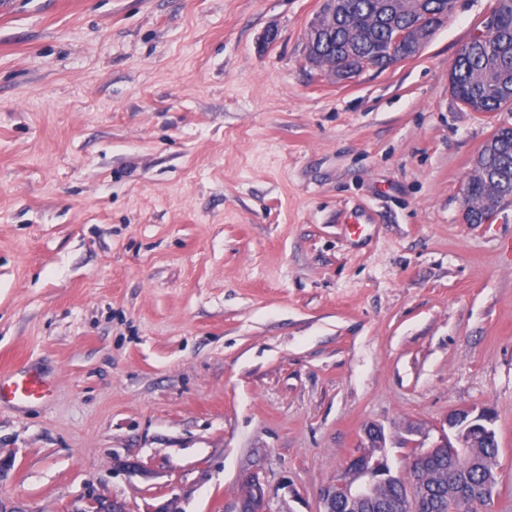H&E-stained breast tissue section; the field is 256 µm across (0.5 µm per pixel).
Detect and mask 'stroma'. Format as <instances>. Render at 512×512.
Listing matches in <instances>:
<instances>
[{
	"instance_id": "obj_1",
	"label": "stroma",
	"mask_w": 512,
	"mask_h": 512,
	"mask_svg": "<svg viewBox=\"0 0 512 512\" xmlns=\"http://www.w3.org/2000/svg\"><path fill=\"white\" fill-rule=\"evenodd\" d=\"M495 7L334 82L321 0H0V373L52 382L0 404V499L317 512L365 424L396 469L489 407L512 512V203H463L512 112L448 84ZM245 484L253 490L254 497L248 500L242 499L238 510L233 512H277L276 509L271 508L270 496L256 478L246 477Z\"/></svg>"
}]
</instances>
